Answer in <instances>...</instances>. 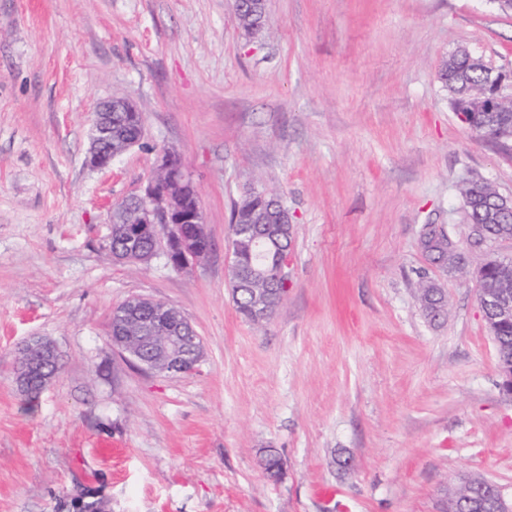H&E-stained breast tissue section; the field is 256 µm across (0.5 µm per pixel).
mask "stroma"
<instances>
[{
    "label": "stroma",
    "instance_id": "1",
    "mask_svg": "<svg viewBox=\"0 0 512 512\" xmlns=\"http://www.w3.org/2000/svg\"><path fill=\"white\" fill-rule=\"evenodd\" d=\"M246 36L233 0H0V512H448L479 476L512 499V394L480 307L466 179L512 197V143L468 130L438 77L457 49L512 78V14L495 0H267ZM146 137L86 164L103 99ZM177 152L208 256L119 263L113 202ZM282 197L288 290L253 323L232 299L231 209ZM443 226L462 258L419 247ZM444 288L428 320L422 283ZM163 301L204 356L152 374L113 348L115 306ZM42 336L58 374L28 403L15 358ZM125 445L104 459L99 443ZM277 454L285 471L262 467Z\"/></svg>",
    "mask_w": 512,
    "mask_h": 512
}]
</instances>
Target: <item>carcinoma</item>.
<instances>
[{"label": "carcinoma", "mask_w": 512, "mask_h": 512, "mask_svg": "<svg viewBox=\"0 0 512 512\" xmlns=\"http://www.w3.org/2000/svg\"><path fill=\"white\" fill-rule=\"evenodd\" d=\"M439 78L451 93V105L456 113L467 116L465 125L480 137L492 142L501 141L503 132L512 127V103L501 112H478L475 102L489 94L491 78L475 62L464 55L457 56L453 63L443 62ZM141 117L133 112L112 113V148L120 149L138 137ZM157 181L166 190L175 206L192 208L198 202L194 189L160 172ZM464 204L473 224L484 226L486 237L496 239L512 236V212L502 210L494 198V189L482 179H470L462 189ZM140 208L133 204L118 203L112 208V256L116 259L125 256L126 244L121 231L123 225L138 221ZM288 208L278 195L253 191L238 202L232 211L229 235L232 242V260L235 268L229 270L230 279L244 275V285L233 296L237 311L248 317V311L255 301L283 293L284 280L272 276L273 245L264 237L266 225L277 224L287 215ZM427 255L433 260H442L448 251V235L440 230L431 233L423 245ZM512 273V265L506 269L492 267L479 282L478 297H483L495 287L500 276ZM444 291L432 282L419 288V300L426 317L438 320L443 308ZM496 332L502 351L501 367L512 365V322H499ZM484 481L481 478L467 479L449 491L448 512H463L469 505L485 495Z\"/></svg>", "instance_id": "cac0c4a2"}]
</instances>
